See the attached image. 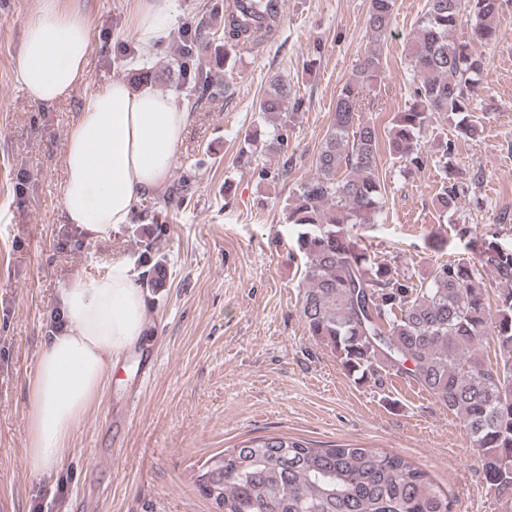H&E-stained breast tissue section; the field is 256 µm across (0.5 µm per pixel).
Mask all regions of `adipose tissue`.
<instances>
[{"label":"adipose tissue","mask_w":512,"mask_h":512,"mask_svg":"<svg viewBox=\"0 0 512 512\" xmlns=\"http://www.w3.org/2000/svg\"><path fill=\"white\" fill-rule=\"evenodd\" d=\"M133 21L141 42L166 41L177 21L174 0H137ZM91 49L79 8L42 0L15 62L28 97L42 104L67 99L86 81ZM189 120L173 97L122 78L87 95L65 138L66 222L92 238L131 223L141 196L164 187ZM61 300L66 329L42 349L29 393L26 463L38 474L60 465L112 368L144 339V297L125 262L95 278L73 277Z\"/></svg>","instance_id":"adipose-tissue-1"}]
</instances>
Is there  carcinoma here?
Returning <instances> with one entry per match:
<instances>
[{
	"label": "carcinoma",
	"instance_id": "1",
	"mask_svg": "<svg viewBox=\"0 0 512 512\" xmlns=\"http://www.w3.org/2000/svg\"><path fill=\"white\" fill-rule=\"evenodd\" d=\"M503 0H427L409 58V105L387 134L390 153L416 169L428 161L426 138L436 114L472 111L484 73L476 42L497 40ZM396 0H370L366 28L374 47L339 91L315 173L287 199L300 258V316L309 335L329 348L357 382L383 383L396 375L419 386L464 423L478 451L488 492L512 507V249L490 247L476 258L432 266L419 281L402 276L361 245L350 228L376 224L383 212L378 180L380 131L360 120L374 109L383 63L377 45L392 23ZM277 14L249 18L225 12L224 36L234 44L266 40ZM470 24L465 39L458 30ZM187 34L181 64L194 83L196 108L209 99L211 81ZM303 101L287 80L271 79L259 112L273 119L266 139L247 141L249 152L288 153V131ZM465 188L449 173L437 204L459 208ZM188 181L172 186L164 205L190 201ZM146 248L158 250L166 229L156 210ZM163 263L148 270L159 288ZM494 344L486 362L483 343ZM219 512H450L448 492L406 457L372 448H319L277 434L241 442L211 457L195 479Z\"/></svg>",
	"mask_w": 512,
	"mask_h": 512
}]
</instances>
